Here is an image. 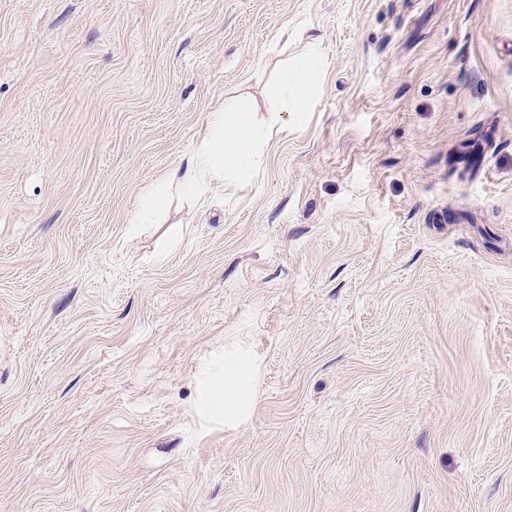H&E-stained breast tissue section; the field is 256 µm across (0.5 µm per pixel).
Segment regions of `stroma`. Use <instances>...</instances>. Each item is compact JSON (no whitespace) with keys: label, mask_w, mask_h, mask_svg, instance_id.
Segmentation results:
<instances>
[{"label":"stroma","mask_w":512,"mask_h":512,"mask_svg":"<svg viewBox=\"0 0 512 512\" xmlns=\"http://www.w3.org/2000/svg\"><path fill=\"white\" fill-rule=\"evenodd\" d=\"M313 41L265 167L131 223ZM0 512H512V0H0ZM250 362L244 357L233 358L224 364L218 374H205L201 377V404L203 410L218 417H239L250 403L239 395L238 376L247 370Z\"/></svg>","instance_id":"stroma-1"}]
</instances>
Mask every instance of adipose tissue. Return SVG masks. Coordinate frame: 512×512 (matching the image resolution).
I'll use <instances>...</instances> for the list:
<instances>
[{
    "instance_id": "1",
    "label": "adipose tissue",
    "mask_w": 512,
    "mask_h": 512,
    "mask_svg": "<svg viewBox=\"0 0 512 512\" xmlns=\"http://www.w3.org/2000/svg\"><path fill=\"white\" fill-rule=\"evenodd\" d=\"M322 68L319 48L311 47L296 67L283 75L276 90V105L265 116L244 107L210 112L206 131L183 175L162 180L147 189L133 213V223H145L158 214L166 205L171 187H180L200 198L211 184L260 171L267 161L266 146L272 135L281 130L284 114L305 111L308 88ZM249 366L246 358L237 357L225 362L220 373L203 375L200 380L203 410L218 417L240 416L249 401L239 394L238 376Z\"/></svg>"
}]
</instances>
